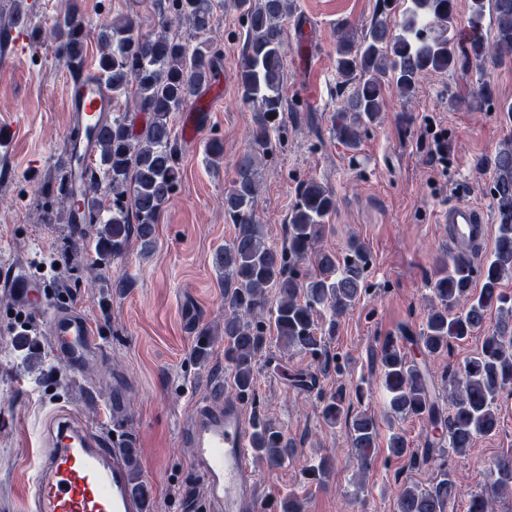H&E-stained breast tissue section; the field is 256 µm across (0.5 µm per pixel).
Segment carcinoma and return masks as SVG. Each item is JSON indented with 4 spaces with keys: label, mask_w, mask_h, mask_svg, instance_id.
Instances as JSON below:
<instances>
[{
    "label": "carcinoma",
    "mask_w": 512,
    "mask_h": 512,
    "mask_svg": "<svg viewBox=\"0 0 512 512\" xmlns=\"http://www.w3.org/2000/svg\"><path fill=\"white\" fill-rule=\"evenodd\" d=\"M247 34L238 71V90L244 104L254 110V148L236 161L235 177L224 193V214L234 224L232 240L217 250L214 267L224 274V360L231 370L236 396L254 395L257 356L266 345V327L275 341L314 358L325 352L324 337L336 333L337 319L346 315L366 292L370 255L359 240L349 242L343 258L315 245L329 228L336 198L322 183L309 179L297 187L298 200L288 217L287 244L267 241L264 225L255 214L259 193V161L272 147V137L283 130L286 50L283 19L290 0H238ZM162 22L172 14L188 22L195 46L164 32L144 34L134 17L112 21L99 36L97 76L112 90V116L97 136L96 166L87 170L90 222L99 224L94 260L96 268L125 253L131 239L149 251L155 243L156 224L174 194L179 178L180 144L172 123L173 113L198 96L211 81L215 52L203 37L213 22V0H152ZM496 15L493 42L482 34L486 6ZM389 3L373 15L364 36L348 34L336 44V70L354 77L353 87L341 90L343 105L332 123V135L349 149H357L362 134L377 124L382 109V83L390 78L403 96L415 88L428 71L466 74L471 65L491 59L512 61V0H471L472 34L461 44L455 34L454 0H410L402 21L393 25L386 13ZM58 49L72 63H82L83 21L69 11L55 23ZM134 92L137 110L147 116L136 128L119 99ZM492 170L490 194L497 213V236L490 256L478 264L467 254L442 261L431 281L435 301L425 324L411 344L422 357L448 351L450 341L461 340L480 329L487 311L498 313V325L481 350L457 365L446 384L448 410L435 394L428 369L403 351L394 339L380 348L382 385L387 395V415L425 417L433 430L448 435V448L427 441L421 450L409 447L403 434L389 436L387 448L394 458L426 466L430 483L402 484L395 512H448L456 487L445 463L447 454L462 455L480 436L497 431V401L512 386V293L502 288L512 279V133L505 137L488 161ZM112 197L105 205L104 197ZM480 265L479 291H473V270ZM277 291L275 305L267 293ZM329 314L326 324L319 323ZM269 324H264V321ZM323 418L330 424L349 421L350 447L367 467L371 448L379 437L375 416L352 413L345 395H319ZM252 448L270 467H280L292 440L279 426L257 420L252 425ZM131 473L132 492L148 500L150 490L141 480L139 455L134 443L120 442ZM490 484L471 495L467 512H493V498L512 492V456L497 459L490 468Z\"/></svg>",
    "instance_id": "cac0c4a2"
}]
</instances>
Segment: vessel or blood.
<instances>
[{"instance_id": "b4317fda", "label": "vessel or blood", "mask_w": 512, "mask_h": 512, "mask_svg": "<svg viewBox=\"0 0 512 512\" xmlns=\"http://www.w3.org/2000/svg\"><path fill=\"white\" fill-rule=\"evenodd\" d=\"M66 99L72 124L81 130L79 137L67 139L63 171L73 188L70 221L76 224L84 211V163L96 148L90 130L108 117L112 94L95 73L83 68L70 79ZM443 220L450 245L466 244L476 251L483 246L488 226L475 206L452 204ZM11 286L24 306L48 309L56 357L70 370L80 369L95 347L86 317L63 307L47 308L44 285L26 274L13 277ZM47 433L48 448L31 479L28 512H146L131 491L123 457L96 432L62 412L51 419ZM183 440L193 451L194 467L207 485L214 512H256L250 431L238 406L200 405Z\"/></svg>"}]
</instances>
